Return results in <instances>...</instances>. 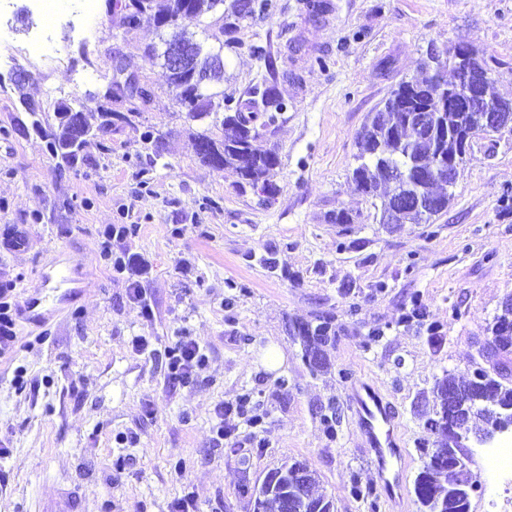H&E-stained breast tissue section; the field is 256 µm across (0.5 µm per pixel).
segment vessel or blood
<instances>
[{
	"label": "vessel or blood",
	"instance_id": "1",
	"mask_svg": "<svg viewBox=\"0 0 512 512\" xmlns=\"http://www.w3.org/2000/svg\"><path fill=\"white\" fill-rule=\"evenodd\" d=\"M346 400L365 438L369 461L380 477L387 502L400 503L404 496V449L390 401L377 386L360 379L350 382Z\"/></svg>",
	"mask_w": 512,
	"mask_h": 512
}]
</instances>
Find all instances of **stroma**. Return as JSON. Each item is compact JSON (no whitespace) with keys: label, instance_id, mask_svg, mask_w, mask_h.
<instances>
[{"label":"stroma","instance_id":"stroma-1","mask_svg":"<svg viewBox=\"0 0 512 512\" xmlns=\"http://www.w3.org/2000/svg\"><path fill=\"white\" fill-rule=\"evenodd\" d=\"M273 2L269 16L235 24L232 50L222 46L230 23L222 10L179 22L221 49L225 95L247 97L264 78L254 43L278 61L289 107L257 141L280 161L265 203L231 172L198 161L191 135L212 122L187 120L167 83L169 29L145 20L112 37L118 18L101 6L95 20L108 34L83 41L58 29L72 58L48 68L25 52L41 19L16 0L10 47L20 57L0 70V126L20 116L23 93L54 112L52 86L78 96L86 113L127 111L104 96L119 62L152 88L141 121L162 142L116 125L105 145L88 147L92 165L61 179L36 133L0 138V231L26 236L19 249L0 246V286L17 306L34 292L50 295L42 277L55 264L74 265L76 284L64 311L16 315L23 342L0 361V512H42L74 486L85 512H170L188 491L199 512H251L242 485L292 460L317 471L336 512H419L417 443L427 436L419 399L443 372L481 365L476 340L512 292V131L474 137L448 209L428 224L381 223L351 180L357 135L433 49L479 50L497 92L512 99V0H329L323 19L304 0ZM320 54L327 67L312 64ZM18 70L27 75L20 90L10 83ZM340 210L354 222L331 223ZM114 226L128 229L111 240L113 256L127 261L121 272L94 259ZM416 296L441 327L438 342L401 322ZM322 311L341 331L326 349L329 373L315 375L288 323ZM377 328L382 337L368 341ZM137 336L147 350L134 347ZM176 336L195 341L206 362L193 382L173 387L164 348ZM273 347L283 363L270 370ZM20 368L22 392L11 383ZM350 377L379 386L397 413L406 460L398 507L385 501L346 408ZM243 397L262 427L234 413L217 419L221 405ZM331 404L342 409L333 437L320 422Z\"/></svg>","mask_w":512,"mask_h":512}]
</instances>
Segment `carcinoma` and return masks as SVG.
Here are the masks:
<instances>
[{
    "label": "carcinoma",
    "instance_id": "cac0c4a2",
    "mask_svg": "<svg viewBox=\"0 0 512 512\" xmlns=\"http://www.w3.org/2000/svg\"><path fill=\"white\" fill-rule=\"evenodd\" d=\"M182 0H112L113 9L120 13L119 29L127 34L138 28L146 17L154 19L157 25L176 26L183 16L201 15L214 10L224 0H189V7L180 12ZM273 8L271 0H231L228 11L235 20H246L257 13H268ZM251 51L265 63L271 79L255 85L246 101L233 97H221L224 116L220 121L222 135L215 136L207 131L193 134L196 154L200 162L213 166L219 159L220 169L235 174L240 187H253L262 184L265 192H271L269 176L278 167L279 158L272 150H261L255 146L260 132L251 129L257 120L260 127L267 130L275 126L288 103L276 87V64L266 48L255 44ZM425 76L421 79L400 81L391 90L383 105L370 113L367 122L358 135L361 152L357 156L359 164L353 169V181L359 191L379 200L380 209H385L395 190L390 188L391 180L386 175L389 168H398L405 175L404 190L414 193L420 184L419 173L427 167L446 168L448 158L455 155L462 145L453 133L468 125V129L479 134L476 129L482 119L480 112L448 111V60L437 61L428 56L423 62ZM169 86L175 91L178 105L191 121H201L211 115L213 95L206 88L193 84L183 70L166 67ZM479 96L492 106L511 105L512 99L498 96L494 91V79L487 77L479 88ZM66 104L58 105L53 116L44 112L31 113L33 127L41 132V138L52 158L59 176L88 162L86 145L112 133V126L119 121L125 125H135L140 113L131 111L101 112L98 122H89L85 112L76 111V122H71L68 113L63 111ZM416 112L438 113L441 116L439 129L432 136L420 133L411 115ZM444 181L437 180L427 186V191L436 200L435 214L448 209L450 195L440 191ZM512 327V293L506 295L493 316L486 331L494 345L496 354L512 357V330L504 332L502 327ZM340 326L335 316L320 313L310 321L297 322L290 328V335L298 341L302 349V359L311 372L328 369L324 348L336 341ZM432 413L437 416L451 415L459 411L465 425L480 423L483 428L497 421L505 408L512 407V374L490 373L484 369L466 376L444 372L435 380L431 388ZM339 408L331 406L321 415V421L331 436H336V426L340 424ZM448 448V462L443 465L423 463L414 481V493L420 512H470L472 494L481 489L473 477L469 465L472 463L471 449L450 437L445 442ZM460 466L465 479L453 478L448 469ZM308 467L305 461L283 463L275 468L280 473L277 492L259 498L260 489L243 487L249 495L252 507H261L262 512H283V500H288V512H335L332 500L314 492L317 480H312L306 488L295 483V474Z\"/></svg>",
    "mask_w": 512,
    "mask_h": 512
}]
</instances>
